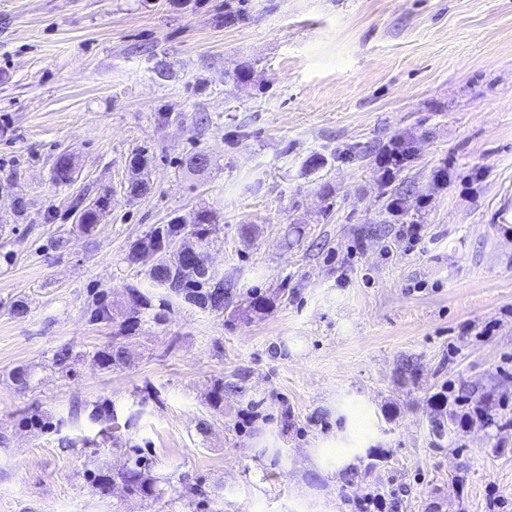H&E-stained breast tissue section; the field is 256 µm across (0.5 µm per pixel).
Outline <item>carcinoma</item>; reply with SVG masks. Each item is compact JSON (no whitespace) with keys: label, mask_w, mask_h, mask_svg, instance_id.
<instances>
[{"label":"carcinoma","mask_w":512,"mask_h":512,"mask_svg":"<svg viewBox=\"0 0 512 512\" xmlns=\"http://www.w3.org/2000/svg\"><path fill=\"white\" fill-rule=\"evenodd\" d=\"M108 207L105 197H99L88 204L79 215L78 223L92 227L99 223ZM199 223L208 228L195 231L202 246L209 244L208 235L216 228V217L209 211L199 213ZM185 225L176 222L159 224L129 245L128 259L134 261L145 252L156 256V264L147 272L149 288L131 287L128 289V301L125 319L121 332L126 333L140 323L144 317H149L156 323L164 321L167 311L173 305L190 304L211 312L231 310V314L244 319L268 312L274 307V299L254 291L246 297L233 301L237 289L224 288V276L206 273L198 269L175 267L168 263L167 255L171 244L183 236ZM95 359L100 367L110 370L114 367L130 363V355L119 337H112V343L95 353ZM238 390L235 383L224 384L216 382L208 393V405L219 411L224 408V390ZM460 399L449 400L448 395L441 393L436 397L435 415L431 420L432 430L439 438L447 435L445 418L450 415L448 405L458 404ZM125 465L113 475L97 478V486L101 492L108 491L114 479L118 478L126 485L128 492L144 498H159L163 489L149 475L148 459L137 454L134 448L126 452Z\"/></svg>","instance_id":"cac0c4a2"}]
</instances>
